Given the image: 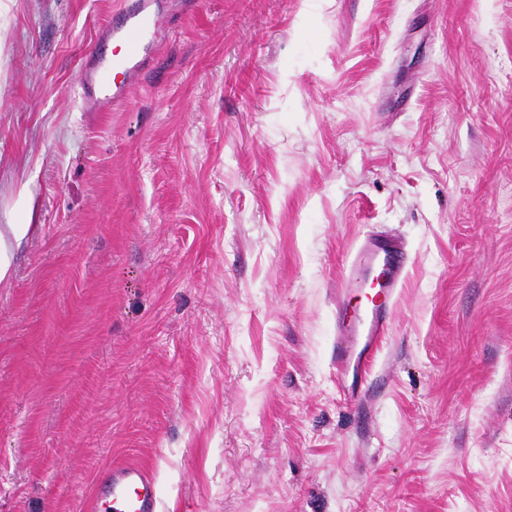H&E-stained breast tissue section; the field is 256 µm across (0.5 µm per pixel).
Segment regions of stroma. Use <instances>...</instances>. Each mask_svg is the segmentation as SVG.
Wrapping results in <instances>:
<instances>
[{
	"instance_id": "1",
	"label": "stroma",
	"mask_w": 512,
	"mask_h": 512,
	"mask_svg": "<svg viewBox=\"0 0 512 512\" xmlns=\"http://www.w3.org/2000/svg\"><path fill=\"white\" fill-rule=\"evenodd\" d=\"M0 0V512H512V0ZM28 225L22 239L11 227ZM408 267L363 403L330 346L358 239ZM119 9V19L105 25L100 39L117 43L118 52L108 60H86L81 66L80 104L85 112L109 109L127 98V80L138 74L149 62L159 42L160 16L152 8V0H135ZM111 73L115 77L111 80ZM121 75L119 82L115 81ZM101 494L110 498L113 512H159L160 499L154 477L147 468L136 463L113 466Z\"/></svg>"
}]
</instances>
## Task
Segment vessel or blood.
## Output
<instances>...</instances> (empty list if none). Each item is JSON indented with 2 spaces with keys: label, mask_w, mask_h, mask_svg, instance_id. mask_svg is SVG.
<instances>
[{
  "label": "vessel or blood",
  "mask_w": 512,
  "mask_h": 512,
  "mask_svg": "<svg viewBox=\"0 0 512 512\" xmlns=\"http://www.w3.org/2000/svg\"><path fill=\"white\" fill-rule=\"evenodd\" d=\"M160 16L152 0H133L119 9L116 23L105 25L101 40L117 43L119 50L106 60L86 61L81 66L82 111H101L125 101L128 78L149 62L158 45ZM407 254L395 239L369 235L357 242L346 266L343 292L375 288L368 305L356 316L338 317L330 360L338 386L352 400L366 394L368 366L385 335L400 286L406 274ZM102 495L110 499L112 512H159L153 475L142 465L124 463L111 468Z\"/></svg>",
  "instance_id": "vessel-or-blood-1"
}]
</instances>
